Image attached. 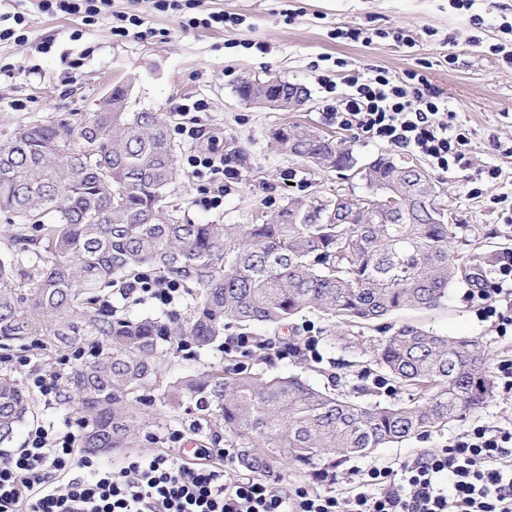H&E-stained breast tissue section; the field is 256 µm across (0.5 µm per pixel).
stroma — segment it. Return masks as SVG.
<instances>
[{"label": "stroma", "instance_id": "stroma-1", "mask_svg": "<svg viewBox=\"0 0 512 512\" xmlns=\"http://www.w3.org/2000/svg\"><path fill=\"white\" fill-rule=\"evenodd\" d=\"M28 12V41L0 44V142L19 129L36 123L72 122L97 111L107 90L117 81L130 86V111L162 113L168 130L179 175L168 187L165 204L176 209L181 221L206 224H257L263 216L291 198H331L338 194L362 199L370 190L360 176L347 171H323L278 152L268 141L267 131L275 126L311 125L345 142L358 166L379 155L399 163L428 169L438 200L444 205L449 223L460 225L458 249L471 260L475 276H482L493 261L512 253V225L507 218L512 207L502 203V194L512 191V67L492 51L504 42L499 25L512 17V0H475L472 8H452L448 0H203L193 10L159 9L154 0H112L115 13L144 18L150 34L120 38L114 36L113 17L92 26H82L75 18L32 12L29 0L12 4L0 0V9ZM222 12L241 18L238 26L185 28L181 22L191 16ZM478 14L481 26H473L471 14ZM359 28L373 33L366 44L335 37L336 28ZM82 30L80 40L72 33ZM402 31L413 37L414 48L398 46L392 33ZM53 40L50 53L37 50L40 41ZM80 68H72L73 60ZM355 67L384 69L396 77L416 71L425 75L433 88L448 99L449 124L466 129L467 151L472 164L466 169L442 172L429 169L425 159L392 144L370 140L351 130L337 128L329 117L330 103L318 85L320 71L333 68L335 60ZM275 74L303 85L310 98L306 111L282 112L249 105L239 100L237 85L244 80ZM205 100L206 111L197 113L200 136L194 140L176 135L186 118L179 106L183 99ZM214 150L230 159L238 170V180L225 192L220 207H204V198L213 196L210 176L193 174L189 155ZM497 166L496 179L485 177V166ZM479 186L481 197L469 194ZM470 282L459 281L449 288L443 304L432 311L403 310L389 317V325L430 328L449 336L478 338L490 363L512 359V339L497 335L491 321L483 319L469 298ZM195 303L194 288H186L178 305L167 312L150 301L123 299L119 289L102 292V309H116L118 315L166 319L176 314L188 319ZM301 336L318 340L323 375L309 372L303 361L282 357L270 350L266 361L253 365L264 376L296 374L316 385L335 380L336 390L361 399L370 390V399L384 404L409 402L408 391L392 386L376 388L363 373L361 363L369 357V337L376 327L366 329V341L341 350L325 340L329 321L316 312L302 313L296 320ZM30 356L33 368L54 370L61 354L40 340L26 339L0 347V372L14 373L26 383L23 373L14 372L12 356ZM161 372L157 382L133 397L132 410L142 434L135 449L117 448L100 456L103 466H119L131 453L163 452L178 458L182 447L168 443L173 430L186 438L213 447L224 428L196 399L175 401L171 386L176 380L227 366L223 342L208 348L181 350L162 347ZM82 419L74 404L46 401L33 395L31 410L6 446L23 447L28 433L37 427L65 430ZM512 421V391L496 387L495 395L483 407L449 423L425 437L376 449L368 457L350 462V469L398 466L425 449L445 447L457 434L481 424L504 425Z\"/></svg>", "mask_w": 512, "mask_h": 512}]
</instances>
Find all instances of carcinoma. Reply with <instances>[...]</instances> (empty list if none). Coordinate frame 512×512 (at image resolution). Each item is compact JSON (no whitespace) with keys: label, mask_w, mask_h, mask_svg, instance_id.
I'll return each instance as SVG.
<instances>
[{"label":"carcinoma","mask_w":512,"mask_h":512,"mask_svg":"<svg viewBox=\"0 0 512 512\" xmlns=\"http://www.w3.org/2000/svg\"><path fill=\"white\" fill-rule=\"evenodd\" d=\"M261 80L236 88L258 104ZM124 85L113 112L76 127L37 124L0 144V210L40 232L27 289L15 281L21 251L0 256V341L37 337L66 349L87 336L104 350L71 372L67 386L85 418L84 448H130L126 402L158 376L160 342L190 338L202 349L232 324L285 327L314 308L348 327L327 341L347 348L352 328L404 308L432 309L469 276L454 250L429 175L380 156L362 169L370 196L332 200L335 220L316 224L321 204L290 200L260 224L183 223L160 202L178 170L157 112H131ZM274 145L307 163L356 166L352 151L311 126L269 132ZM402 203L392 207L391 193ZM151 269L200 290L186 322L115 317L97 307L103 284ZM373 362L411 390L408 405L361 404L295 375L262 378L239 366L188 375L174 390L200 400L224 423L242 468L260 475L284 464L315 476L344 474L355 458L423 435L479 409L495 391L478 340L400 326L373 344ZM29 396L0 374V442L12 439Z\"/></svg>","instance_id":"obj_1"}]
</instances>
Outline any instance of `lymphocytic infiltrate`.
I'll list each match as a JSON object with an SVG mask.
<instances>
[{"label":"lymphocytic infiltrate","mask_w":512,"mask_h":512,"mask_svg":"<svg viewBox=\"0 0 512 512\" xmlns=\"http://www.w3.org/2000/svg\"><path fill=\"white\" fill-rule=\"evenodd\" d=\"M38 12L94 24L112 0H33ZM323 92L336 95L337 127L388 142L426 158L442 171L470 166L468 138L445 123L448 100L411 72L351 69L343 82L322 74ZM181 286L166 278L129 282L126 299L174 307ZM512 298V255L499 259L470 299L498 335L512 317L497 311ZM73 431H31L25 447L0 450V512H512V426L478 425L449 445L398 466L350 472L355 494L340 497L307 484L288 487L251 474H226V448H201L188 459L165 454L129 457L117 470L82 454Z\"/></svg>","instance_id":"1"}]
</instances>
